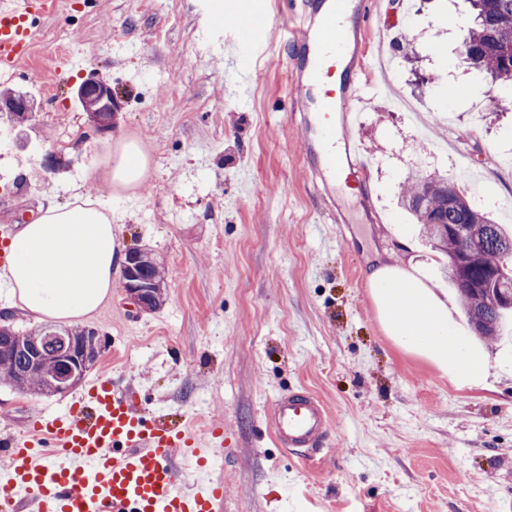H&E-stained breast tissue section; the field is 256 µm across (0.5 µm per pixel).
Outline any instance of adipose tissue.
I'll use <instances>...</instances> for the list:
<instances>
[{
  "label": "adipose tissue",
  "mask_w": 512,
  "mask_h": 512,
  "mask_svg": "<svg viewBox=\"0 0 512 512\" xmlns=\"http://www.w3.org/2000/svg\"><path fill=\"white\" fill-rule=\"evenodd\" d=\"M146 174L147 158L130 141L100 178L129 186L142 183ZM8 257L0 268V287L30 314L67 322L93 312L111 296L112 278L125 261L112 230L111 209L79 196L22 225L9 242ZM367 280L382 328L398 346L426 357L450 376L485 378L486 359L460 336L447 296L415 270L397 264L375 267Z\"/></svg>",
  "instance_id": "adipose-tissue-1"
}]
</instances>
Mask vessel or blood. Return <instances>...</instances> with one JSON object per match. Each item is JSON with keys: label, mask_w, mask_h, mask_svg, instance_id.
Returning a JSON list of instances; mask_svg holds the SVG:
<instances>
[{"label": "vessel or blood", "mask_w": 512, "mask_h": 512, "mask_svg": "<svg viewBox=\"0 0 512 512\" xmlns=\"http://www.w3.org/2000/svg\"><path fill=\"white\" fill-rule=\"evenodd\" d=\"M53 0H0V72L25 62L40 19ZM365 0H319L290 40L291 80L307 108L298 124L301 154L311 157L310 181L339 180L359 148L349 133L371 95L359 85L369 59L359 42ZM246 50L270 42L273 31L249 15L236 20ZM266 420L284 448L315 457L330 429L325 405L303 390L273 400ZM222 431L208 439L135 403L108 374L90 378L60 411L40 416L23 435L0 439V512H218L224 485L211 477ZM190 478H182L183 469Z\"/></svg>", "instance_id": "obj_1"}]
</instances>
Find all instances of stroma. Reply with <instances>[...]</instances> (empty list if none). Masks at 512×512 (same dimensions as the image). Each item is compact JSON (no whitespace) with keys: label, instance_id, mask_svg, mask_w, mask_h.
Returning <instances> with one entry per match:
<instances>
[{"label":"stroma","instance_id":"1","mask_svg":"<svg viewBox=\"0 0 512 512\" xmlns=\"http://www.w3.org/2000/svg\"><path fill=\"white\" fill-rule=\"evenodd\" d=\"M291 0H260L259 21L278 28L256 77L231 54L230 20L247 0H71L41 22L22 73L0 91L31 95L34 120L0 118V225L82 194L111 207L123 249L150 252L163 305L133 308L122 276L82 326L105 346L92 368L129 383L143 407L197 430H224L213 478L219 512H512V343L476 342L494 373L462 383L385 335L366 283L374 258L420 269L453 302L438 253L399 204L415 175L448 176L465 157V195L480 209L512 199V86L498 111L480 109L490 84L459 41L467 0H369L365 50L385 51L373 99L351 129L360 146L348 188L324 195L306 176L290 114L292 49L281 29ZM414 30L413 52L396 39ZM76 33L61 48L60 32ZM71 54L84 66L55 72ZM111 83L119 120L98 133L73 90L90 74ZM137 141L148 176L134 188L93 179L117 140ZM69 159L53 172L46 153ZM306 389L326 405L331 429L314 459L281 448L264 412ZM70 393L31 396L0 385V436L31 428Z\"/></svg>","mask_w":512,"mask_h":512}]
</instances>
